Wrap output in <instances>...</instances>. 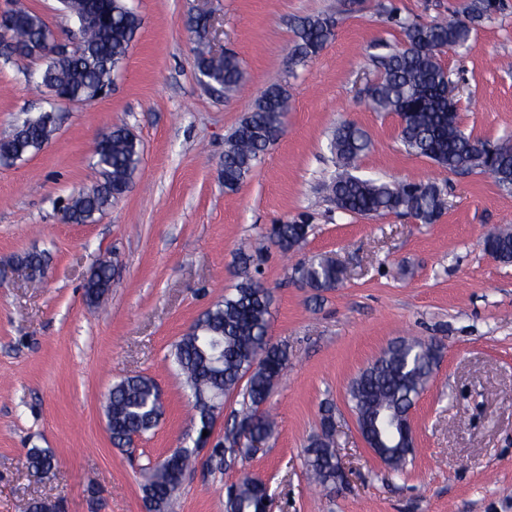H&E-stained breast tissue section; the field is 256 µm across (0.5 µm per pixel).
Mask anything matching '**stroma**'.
<instances>
[{"label": "stroma", "mask_w": 512, "mask_h": 512, "mask_svg": "<svg viewBox=\"0 0 512 512\" xmlns=\"http://www.w3.org/2000/svg\"><path fill=\"white\" fill-rule=\"evenodd\" d=\"M40 15L63 43L80 38L60 0H0ZM141 19L112 87L63 106L37 153L0 166V512L50 497L61 512H142L139 471L171 449L192 447V403L172 362L174 343L238 282L237 256L270 225L307 214L298 250L269 247L261 278L273 302L269 335L287 347L288 370L266 411L276 418L261 450L224 472L188 473L172 512H224L225 488L259 476L272 512H512V264L483 247L512 225V193L487 173H454L405 152L397 115L367 102L373 57L403 47L405 21L463 17L471 0H125ZM442 54L465 133L512 142V0ZM335 13L334 38L312 61L291 58L297 18ZM211 17L216 54L232 51L245 72L230 93L205 83L187 20ZM37 58L0 59V138L49 110ZM290 94L282 138L234 192L221 178L226 138L273 82ZM364 129L370 149L356 175L430 180L447 206L433 224L407 216L347 214L319 186L335 176L332 131ZM128 126L142 163L125 194L91 224L61 219L64 202L99 175L94 148ZM46 256L31 287L16 259ZM343 268L335 289L316 293L292 276L304 258ZM114 262L112 287L88 305L92 266ZM400 337L439 342L442 359L410 413L416 452L391 471L365 445L348 400L352 380ZM142 374L158 385L163 415L133 446H112L105 398ZM347 476L327 490L308 475L303 450L325 408ZM56 464L41 476L30 449Z\"/></svg>", "instance_id": "35a3bbf8"}]
</instances>
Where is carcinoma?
Segmentation results:
<instances>
[{"label":"carcinoma","instance_id":"carcinoma-1","mask_svg":"<svg viewBox=\"0 0 512 512\" xmlns=\"http://www.w3.org/2000/svg\"><path fill=\"white\" fill-rule=\"evenodd\" d=\"M106 2V19L86 34L82 52L57 59L46 72L49 84L79 101L98 99L101 90L112 84L115 67L126 57L141 25L125 0ZM499 7V0H474L467 19L402 23L405 46L373 59L378 75L368 86L367 96L374 110L399 117L400 141L408 153L428 158L452 172L480 169L491 174L500 187L508 189L512 187V144L491 148L461 129L453 88L440 64L442 53L467 46L473 22L488 17ZM335 28L336 18L331 14L298 19L291 48L295 61L304 63L315 58L334 36ZM8 30L11 45L22 49L24 57L34 56L33 49L51 36L50 27L30 11L23 12ZM197 68L226 92L236 89L243 79L240 62L231 53L215 56L203 47L198 50ZM288 100L284 86L270 85L227 138L224 190L235 191L281 138ZM55 128L53 109L24 120L8 137L0 139V163L9 165L40 150ZM370 145L368 135L353 124H340L333 131L329 151L342 172L327 189L336 209L355 215L412 216L421 224L438 221L446 207L444 190L438 184L377 182L351 173ZM94 160L100 182L70 197L62 214L67 223L95 222L96 216L124 194L142 161L140 144L125 126L115 125L109 140L95 149ZM309 232L306 222L292 220L275 225L274 235L267 239L288 252L299 248ZM491 248L501 262L512 263V228L493 231ZM251 261L252 255L240 252V281L234 291L206 309L171 352L200 428L211 418L207 401L216 395H241L242 408L235 419L251 420L268 401L288 365V348L267 341L270 291L252 273ZM294 276L317 292L331 290L341 281L340 271L317 255L296 266ZM110 288L109 262L100 261L86 280L85 298L98 304ZM439 357L440 352L425 343L400 339L390 343L351 382L349 400L363 437L387 457L397 472L406 467L414 453L412 440L393 434L391 429L404 426L409 410L434 375ZM158 394L153 380L141 375L126 377L112 386L105 414L115 447L130 446L132 436L144 435L158 425L162 415ZM274 427L273 418L264 413L249 436L238 439L224 435V459L214 460L210 468L222 471L227 468L225 459L249 458L252 444L265 442ZM336 453V422L332 408L328 407L321 418L320 431L304 449L306 466L318 484L336 482ZM27 462L32 467L55 465L54 457L40 448L30 449ZM195 462V450L183 448L159 459L144 473L142 493L155 500L158 512H168L180 486L177 474L186 473ZM266 500L265 483L246 473L226 491L224 512H262Z\"/></svg>","mask_w":512,"mask_h":512}]
</instances>
